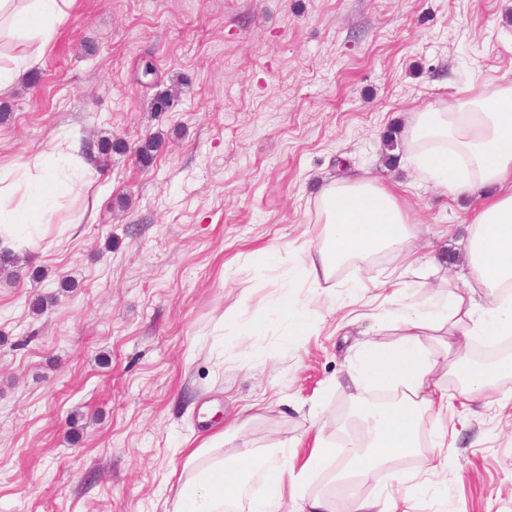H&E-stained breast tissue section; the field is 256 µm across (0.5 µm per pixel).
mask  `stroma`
Listing matches in <instances>:
<instances>
[{
	"mask_svg": "<svg viewBox=\"0 0 512 512\" xmlns=\"http://www.w3.org/2000/svg\"><path fill=\"white\" fill-rule=\"evenodd\" d=\"M470 82L512 84V0H73L38 63L0 91V164L66 132L125 149L89 157L92 183L49 228L60 245L16 250L0 274V512H170L183 449L218 434L228 459L293 457L279 512L335 496L360 429L345 386L364 343L396 341L399 309L432 312L446 284L487 308L464 260L471 201L419 181L406 142L390 161L384 149L390 128ZM177 86L176 108L154 114ZM351 169L402 186L417 263L400 291L384 285L392 253L328 288L299 273L317 195ZM270 247L273 264L258 256ZM38 296L53 302L35 315ZM285 299L315 312L299 335ZM441 384L448 410L425 415L418 456L387 459L359 495L414 485L408 512H512V377L473 402ZM318 442L336 453L309 475ZM441 448L455 459L444 473L428 466Z\"/></svg>",
	"mask_w": 512,
	"mask_h": 512,
	"instance_id": "1",
	"label": "stroma"
}]
</instances>
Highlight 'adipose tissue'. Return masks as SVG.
Masks as SVG:
<instances>
[{"instance_id": "1", "label": "adipose tissue", "mask_w": 512, "mask_h": 512, "mask_svg": "<svg viewBox=\"0 0 512 512\" xmlns=\"http://www.w3.org/2000/svg\"><path fill=\"white\" fill-rule=\"evenodd\" d=\"M71 0H0V25L49 43ZM405 138L418 177L455 197L473 195L467 264L474 281L489 292L490 305L476 319L471 299L461 293L443 298L435 317L406 306L398 317L401 339L369 342L351 375L353 386L395 383L401 395L385 410L365 413V443L349 448L355 476L366 477L389 455L414 453L418 427L427 411L442 414L448 394L436 375L459 378L461 390L477 396L497 379L512 376V359L494 365L477 361L469 350L473 337L512 335V85L484 93L461 87L437 109L413 113ZM79 140L59 135L50 149L24 162L0 166V246L49 250L47 226L61 199L92 178ZM319 239L298 246L303 274L319 283L343 266L367 263L385 251L399 252L405 267L415 263L406 243L415 222L396 188L365 175L323 186L317 198ZM454 336L451 362L428 356L419 342L424 329ZM185 467L192 474L178 482L172 512H224L239 498L248 478L262 474L264 490L251 498L249 512H277L287 456L275 451L240 450L225 461L212 446L192 450Z\"/></svg>"}]
</instances>
